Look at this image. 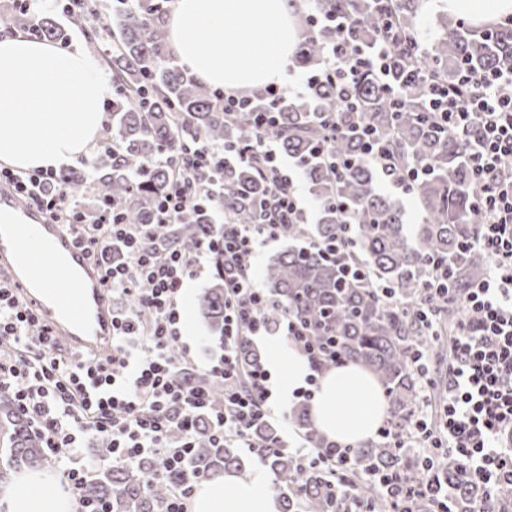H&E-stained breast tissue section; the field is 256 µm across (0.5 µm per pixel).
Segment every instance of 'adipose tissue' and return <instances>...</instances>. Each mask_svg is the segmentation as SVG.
I'll use <instances>...</instances> for the list:
<instances>
[{
    "mask_svg": "<svg viewBox=\"0 0 512 512\" xmlns=\"http://www.w3.org/2000/svg\"><path fill=\"white\" fill-rule=\"evenodd\" d=\"M426 8L480 25L512 13V0H426ZM170 49L206 85L234 91L279 82L299 41L291 0H177L167 21ZM210 45H203L201 35ZM111 82L100 61L26 34L0 39V163L20 171L58 169L87 155L103 123ZM380 382L356 364L324 373L311 404L318 429L353 444L386 416ZM58 473L25 471L0 488L5 512H77L64 493L48 494ZM188 512H275L269 476L227 473L204 481Z\"/></svg>",
    "mask_w": 512,
    "mask_h": 512,
    "instance_id": "obj_1",
    "label": "adipose tissue"
}]
</instances>
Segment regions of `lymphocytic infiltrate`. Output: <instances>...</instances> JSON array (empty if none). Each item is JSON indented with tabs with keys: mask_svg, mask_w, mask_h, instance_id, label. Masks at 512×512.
Instances as JSON below:
<instances>
[{
	"mask_svg": "<svg viewBox=\"0 0 512 512\" xmlns=\"http://www.w3.org/2000/svg\"><path fill=\"white\" fill-rule=\"evenodd\" d=\"M395 56L386 43L370 51L346 46L333 52L322 69L306 73L296 93L331 81L345 93L357 75L394 74ZM429 107L436 120L449 124L468 146L473 192L482 212L474 249L490 264L467 294L462 317L450 340L448 370L441 382L425 377L422 393L440 386L434 417L417 411L404 432L390 426L381 438L419 449L428 476L406 490L394 473L368 471L378 489L402 501L399 512H447L448 495L433 472L443 456L458 458L466 477L481 485L485 498L474 512H487L500 483L512 481V68L477 76L466 74L444 83L428 79ZM283 91L270 84L255 94L226 91L220 99L225 120L250 111L256 128L278 123L270 105ZM268 101L255 109V99ZM195 168L177 171L169 192L157 204L159 226L176 223L195 211L201 198L215 199L212 184L200 183L202 169L223 164L225 148L196 143ZM251 154L271 185L270 220L265 224H222L217 235L200 241L194 254L175 247L155 249L128 230L125 218L102 210L95 220L72 205L61 171L17 172L0 169L7 182L30 204L66 225L76 246L98 266L112 299V356L91 360L65 350L9 281L0 277V390L11 394L44 439L50 460L62 466V478L77 497L80 512H109L82 497L94 474L78 465L86 442L104 443V465L129 466L146 456L160 462L158 476L182 465L200 425L217 445L254 450L251 432L261 423L286 418L288 405L273 391L272 372L263 358L242 365L238 349L263 336L283 337L302 356L309 373L292 392L310 404L327 362H340L333 342L312 341L289 318L270 322L279 301L260 288L251 261L276 241L288 217L308 222L296 173L285 164L274 142L257 138ZM221 265L224 275V352L216 363L200 366L182 340L181 296L187 279L203 265ZM180 359H172V350ZM224 386V403L215 405L211 383ZM301 464L323 466L342 479L353 466V450L325 436H301L294 448Z\"/></svg>",
	"mask_w": 512,
	"mask_h": 512,
	"instance_id": "f902f5d3",
	"label": "lymphocytic infiltrate"
}]
</instances>
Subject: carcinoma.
I'll list each match as a JSON object with an SVG mask.
<instances>
[{"instance_id":"1","label":"carcinoma","mask_w":512,"mask_h":512,"mask_svg":"<svg viewBox=\"0 0 512 512\" xmlns=\"http://www.w3.org/2000/svg\"><path fill=\"white\" fill-rule=\"evenodd\" d=\"M423 0H315L314 12H329L350 23L348 42L364 49L381 39H391L393 51L404 52L407 64L443 82L464 73H481L512 66V23L479 29L462 22L441 25L439 36L422 46L414 23ZM160 0H91L78 24L93 39L108 26L112 49V125L103 130V155L95 171L64 173L63 185L71 197L91 193L98 206L139 228L155 224L156 204L169 191L172 172L192 165L186 147L197 140L237 149L251 145L256 131L252 115L242 112L224 120L216 103L218 92L192 79L166 52ZM34 32L58 42L67 32L42 17ZM340 35L326 25L310 28L292 56V67L317 69ZM424 78L409 87L386 85L375 73L359 77L349 111L336 90L314 86L302 97L284 90L277 105L280 123L268 127L264 137L277 142L302 169L309 192L317 203L312 235L331 241L343 224L353 225L354 252L368 276L391 289L396 302L374 294L366 283L342 279L338 267L310 245H294L275 256L265 267L264 280L276 293L281 309L271 318L289 316L309 323L316 336H334L345 358L369 369L381 382L389 402V423L406 428L415 410L420 377L410 359L416 350L432 357L448 354L444 336L428 335L413 318L410 308L422 293L432 262L452 265L448 275L451 299L440 306L442 319L453 329L460 302L472 281L481 274L476 252L464 244L477 238L482 216L470 186L467 147L457 133L433 118L424 95ZM376 130L395 165L389 176L379 163L363 155L360 129ZM336 155L355 163L342 173L331 171ZM223 194L213 203L184 217L178 224L151 237L157 245L173 244L186 253L217 233L215 214L235 224H264L270 186L254 164L231 159L219 173ZM408 181L422 221L414 238L406 230L405 211L381 190L382 180ZM200 313L212 333L211 341L224 346V278L200 300ZM262 461L282 502V512H336L337 500L351 497L376 499V491L362 478L349 488L332 486L322 468L300 466L281 447L276 429L261 425L253 432ZM359 469L379 468L399 476L407 488L426 477L423 462L412 448H389L379 443L354 449ZM47 463L42 435L34 429L12 397L0 391V482L20 469ZM257 457H243L235 448L218 447L203 427L195 448L183 467L171 476L153 478L158 461L146 456L134 467L100 470L83 489L89 502L103 501L112 512H161L172 485L180 480L218 476L235 469L247 477ZM439 477L448 487V512H473L483 490L466 480L463 465L447 458Z\"/></svg>"}]
</instances>
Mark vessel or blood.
Segmentation results:
<instances>
[{
  "mask_svg": "<svg viewBox=\"0 0 512 512\" xmlns=\"http://www.w3.org/2000/svg\"><path fill=\"white\" fill-rule=\"evenodd\" d=\"M0 275L76 352L112 354V300L100 271L76 247L64 225L0 183Z\"/></svg>",
  "mask_w": 512,
  "mask_h": 512,
  "instance_id": "vessel-or-blood-1",
  "label": "vessel or blood"
}]
</instances>
